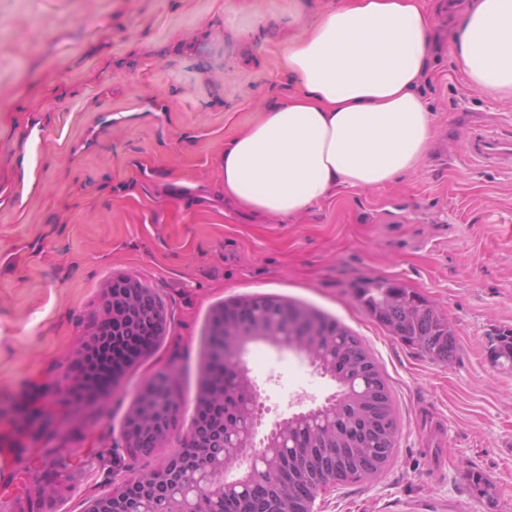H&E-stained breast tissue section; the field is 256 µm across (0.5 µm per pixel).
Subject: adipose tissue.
I'll list each match as a JSON object with an SVG mask.
<instances>
[{"instance_id":"obj_1","label":"adipose tissue","mask_w":512,"mask_h":512,"mask_svg":"<svg viewBox=\"0 0 512 512\" xmlns=\"http://www.w3.org/2000/svg\"><path fill=\"white\" fill-rule=\"evenodd\" d=\"M430 15L428 0H336L287 41L280 66L295 89L225 143V202L288 219L413 170L433 136ZM452 50L474 89L512 99V0H470Z\"/></svg>"}]
</instances>
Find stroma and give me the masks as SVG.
Instances as JSON below:
<instances>
[{
    "label": "stroma",
    "mask_w": 512,
    "mask_h": 512,
    "mask_svg": "<svg viewBox=\"0 0 512 512\" xmlns=\"http://www.w3.org/2000/svg\"><path fill=\"white\" fill-rule=\"evenodd\" d=\"M433 2L424 160L284 220L225 206L224 142L283 93L285 40L330 0H0V512H21L7 486L22 468L50 493L47 512H85L126 474L154 470L158 457L113 453L138 388L174 367L176 433L188 435L212 313L254 296L352 330L398 416L386 468L329 486L313 512H512V369L491 354L512 329V169L466 154L474 125L512 137V100L468 84L448 37L461 7ZM124 275L154 291L167 328L114 392L76 409L65 375ZM371 277L437 309L457 358L434 362L392 336L355 297ZM243 361L269 424L299 411L292 393L317 405L337 390L266 342Z\"/></svg>",
    "instance_id": "stroma-1"
}]
</instances>
